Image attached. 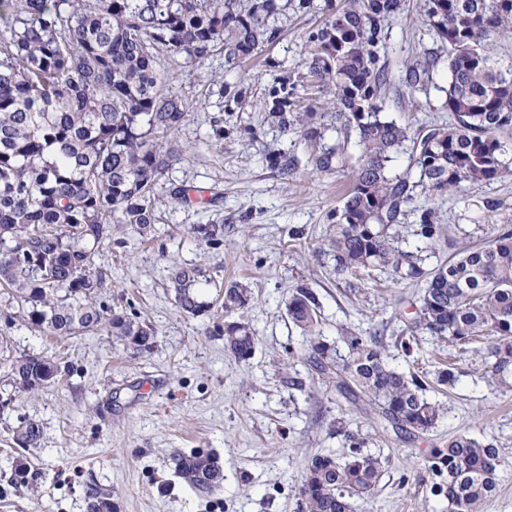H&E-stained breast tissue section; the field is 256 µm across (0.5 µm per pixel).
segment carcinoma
I'll return each mask as SVG.
<instances>
[{
    "mask_svg": "<svg viewBox=\"0 0 512 512\" xmlns=\"http://www.w3.org/2000/svg\"><path fill=\"white\" fill-rule=\"evenodd\" d=\"M322 23L307 34L305 62L311 83L331 95L339 130L357 135L359 155L351 187L332 214L327 238L336 273L378 268L397 280L425 281L416 316L393 337L411 356L418 336L461 347L490 333L487 373L512 391V230L468 246L427 270L420 250L399 246L402 219L420 195L437 198L465 185L492 182L504 172L499 134L512 126V62L504 63L492 39L512 33V0H423L422 20L437 45L416 53L400 77L411 95L434 84L446 64V106L451 120L411 130L383 116L393 77L386 45L389 24L402 0H326ZM307 12L311 0H0V290L17 304L26 324L41 335L69 336L105 329L137 352L152 350L149 323L96 300L109 276L96 266V249L112 238V223L145 235L155 221V189L176 155L167 141L188 120L187 101L171 82L182 57L202 62L218 49L232 65L276 45L280 17ZM305 82L286 70L272 75L267 122L318 145L313 169H347L344 146L325 143L329 128L313 106L296 103ZM226 105L241 109L246 89L221 86ZM409 152V165L391 175L393 155ZM270 166L283 177L295 159L276 152ZM443 230L434 211L421 210L415 235L425 244ZM198 237L223 245L224 225L209 224ZM196 266L172 271L177 308L192 316L202 309ZM237 285L224 288V312L247 304ZM318 302L298 286L288 316L312 350L328 357L316 334ZM225 347L250 358L256 333L241 318L224 321ZM347 355L320 370L336 375V387L364 398L377 424L411 437L433 429L440 405L425 396L429 380L407 375L385 361L376 336L348 329ZM46 363L33 355L7 358L14 392L47 386ZM345 456H314L298 489L302 512H350L351 499L370 493L382 473L381 458L336 422ZM41 431L26 422L17 439L35 448ZM430 470L448 476V512H478L496 488L499 449L456 435L432 449ZM177 474L196 489L216 492L224 473L203 453L181 455Z\"/></svg>",
    "mask_w": 512,
    "mask_h": 512,
    "instance_id": "cac0c4a2",
    "label": "carcinoma"
}]
</instances>
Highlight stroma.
Here are the masks:
<instances>
[{
  "mask_svg": "<svg viewBox=\"0 0 512 512\" xmlns=\"http://www.w3.org/2000/svg\"><path fill=\"white\" fill-rule=\"evenodd\" d=\"M421 3L406 0L390 26L393 68L433 43L419 19ZM324 7L325 0H313L308 13L289 15L280 42L243 64L228 65L218 50L172 74L190 117L172 142L179 158L156 188L155 222L143 237L130 225H113L111 241L95 254L112 281L104 302L156 328L151 351L128 350L104 330L41 336L21 316L0 312V338L7 342L0 360L47 354L68 366L59 382L19 396L0 369V399L8 402L0 407V512H88L94 491L110 499L112 512H301L298 489L311 457L344 453L336 433L340 419L383 462L377 488L353 499V512H445L447 500L431 491L437 478L428 458L435 444L459 433L500 452L497 487L479 512H512V391L497 390L485 377L484 341L460 350L427 338L410 357L387 348L386 361L398 371L431 376L450 360L459 372L454 387L433 384L426 392L444 407L436 427L403 439L340 393L335 376L320 372L309 337L288 317L295 285H307L318 296L323 340L342 354L343 329L365 336L399 330L413 319L425 288L379 270L337 274L323 239L350 175L313 172L310 143L282 135L265 119L269 62L304 71L305 33L321 23ZM446 79L442 68L427 92H390L386 118L414 127L448 121L441 90ZM223 82L246 89L244 109L225 105ZM217 122L224 128L220 140L212 131ZM246 128L255 131L254 140H245ZM501 141V178L433 203L440 223L461 243H482L496 230L512 229V129ZM274 151L297 157L293 175L269 167L266 157ZM176 188L204 191L208 202L172 201ZM418 221L417 211L406 213L399 243L420 249L429 270L447 261L449 239L422 244L414 234ZM199 224L223 225V245L212 249L201 242L193 232ZM176 264L200 266L205 275L198 293L207 307L199 315L176 306L170 279ZM234 283L248 292L243 317L258 338L246 360L225 349L220 332L223 291ZM292 351L300 357L294 364L288 361ZM23 421L39 425L37 447L17 445L14 432ZM193 450L218 460L220 492L194 489L177 476L175 458ZM19 463L34 474L31 484L12 483Z\"/></svg>",
  "mask_w": 512,
  "mask_h": 512,
  "instance_id": "stroma-1",
  "label": "stroma"
}]
</instances>
